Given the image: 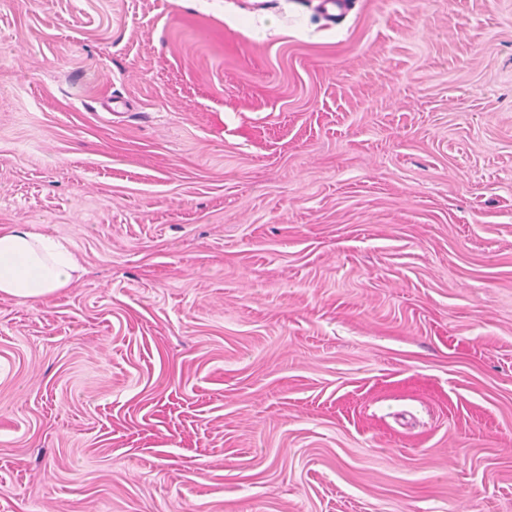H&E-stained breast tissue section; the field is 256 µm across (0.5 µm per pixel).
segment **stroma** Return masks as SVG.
Returning a JSON list of instances; mask_svg holds the SVG:
<instances>
[{
	"label": "stroma",
	"mask_w": 512,
	"mask_h": 512,
	"mask_svg": "<svg viewBox=\"0 0 512 512\" xmlns=\"http://www.w3.org/2000/svg\"><path fill=\"white\" fill-rule=\"evenodd\" d=\"M0 0V512H512V0ZM30 227L0 228V296L45 299L66 288L82 270L69 244Z\"/></svg>",
	"instance_id": "1"
}]
</instances>
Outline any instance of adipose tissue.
I'll use <instances>...</instances> for the list:
<instances>
[{"mask_svg": "<svg viewBox=\"0 0 512 512\" xmlns=\"http://www.w3.org/2000/svg\"><path fill=\"white\" fill-rule=\"evenodd\" d=\"M81 269L79 255L59 238L25 224L0 228V296L45 299L66 288Z\"/></svg>", "mask_w": 512, "mask_h": 512, "instance_id": "obj_1", "label": "adipose tissue"}]
</instances>
